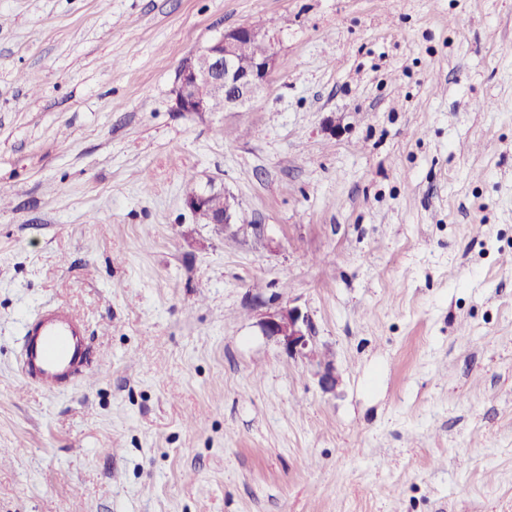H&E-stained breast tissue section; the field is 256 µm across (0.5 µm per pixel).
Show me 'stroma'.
Returning a JSON list of instances; mask_svg holds the SVG:
<instances>
[{"label":"stroma","instance_id":"1","mask_svg":"<svg viewBox=\"0 0 512 512\" xmlns=\"http://www.w3.org/2000/svg\"><path fill=\"white\" fill-rule=\"evenodd\" d=\"M259 20L265 91L174 111ZM0 185V512H512V0H0ZM56 305L93 382L48 393ZM257 41H266L270 50L263 56L249 59L246 48ZM276 66L268 31L251 25L224 30L210 43L186 56L175 76L174 111L237 112L245 107L269 82ZM215 194H224V210H216L212 208L210 198ZM227 195L223 191H214L207 194H191L186 197V207L198 218L206 224H216L225 228L235 223L238 217L237 202L235 198ZM265 336L274 340L289 356L315 359L311 319L297 307L280 306L260 320ZM90 342L81 321L68 309L53 306L27 327L22 373L46 392L74 384L87 371Z\"/></svg>","mask_w":512,"mask_h":512}]
</instances>
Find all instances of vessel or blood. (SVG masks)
Here are the masks:
<instances>
[{
  "instance_id": "vessel-or-blood-1",
  "label": "vessel or blood",
  "mask_w": 512,
  "mask_h": 512,
  "mask_svg": "<svg viewBox=\"0 0 512 512\" xmlns=\"http://www.w3.org/2000/svg\"><path fill=\"white\" fill-rule=\"evenodd\" d=\"M90 352L81 321L65 307L53 306L27 327L22 373L44 391L55 392L83 377Z\"/></svg>"
}]
</instances>
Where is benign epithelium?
Instances as JSON below:
<instances>
[{
	"label": "benign epithelium",
	"mask_w": 512,
	"mask_h": 512,
	"mask_svg": "<svg viewBox=\"0 0 512 512\" xmlns=\"http://www.w3.org/2000/svg\"><path fill=\"white\" fill-rule=\"evenodd\" d=\"M257 41L271 42L268 32L251 25L225 30L210 43L186 56L175 76L174 111L209 112L215 97L224 99V111L245 107L269 82L276 54L269 51L249 59L246 48ZM213 193L191 194L186 207L207 224L228 228L238 217L237 202L224 195V209L212 208ZM264 335L289 356L316 358L311 319L297 307L281 306L260 320Z\"/></svg>",
	"instance_id": "7a95c632"
}]
</instances>
